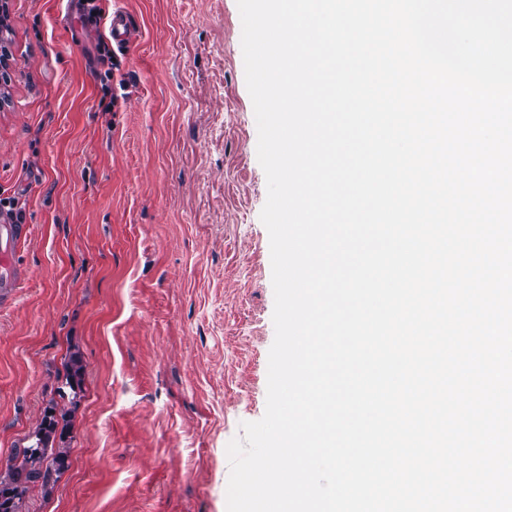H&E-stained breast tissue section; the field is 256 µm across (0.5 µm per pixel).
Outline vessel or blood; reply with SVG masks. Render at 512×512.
Masks as SVG:
<instances>
[{"label":"vessel or blood","mask_w":512,"mask_h":512,"mask_svg":"<svg viewBox=\"0 0 512 512\" xmlns=\"http://www.w3.org/2000/svg\"><path fill=\"white\" fill-rule=\"evenodd\" d=\"M108 32L117 50L124 51L135 42L137 33L123 8H115L109 19ZM30 225L18 223L0 210V307L10 304L27 278L18 255L31 239Z\"/></svg>","instance_id":"b4317fda"}]
</instances>
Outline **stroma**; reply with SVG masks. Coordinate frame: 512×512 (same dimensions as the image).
Here are the masks:
<instances>
[{"label":"stroma","mask_w":512,"mask_h":512,"mask_svg":"<svg viewBox=\"0 0 512 512\" xmlns=\"http://www.w3.org/2000/svg\"><path fill=\"white\" fill-rule=\"evenodd\" d=\"M121 3L139 37L111 64ZM6 0L0 197L32 226L0 310V459L85 365L70 466L30 512H227L229 442L266 409L267 181L237 0Z\"/></svg>","instance_id":"obj_1"}]
</instances>
